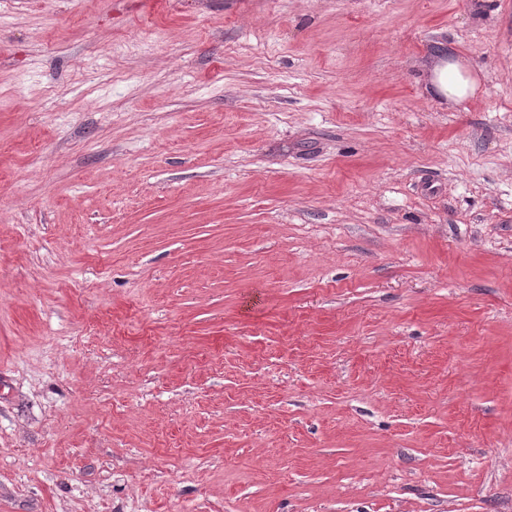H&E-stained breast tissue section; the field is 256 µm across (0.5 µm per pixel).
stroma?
I'll return each instance as SVG.
<instances>
[{
  "instance_id": "stroma-1",
  "label": "stroma",
  "mask_w": 512,
  "mask_h": 512,
  "mask_svg": "<svg viewBox=\"0 0 512 512\" xmlns=\"http://www.w3.org/2000/svg\"><path fill=\"white\" fill-rule=\"evenodd\" d=\"M145 2L0 0V512H512V0ZM460 67L456 62H448L438 73L437 82L441 90L448 94V99H461L475 88L472 79L461 78Z\"/></svg>"
}]
</instances>
